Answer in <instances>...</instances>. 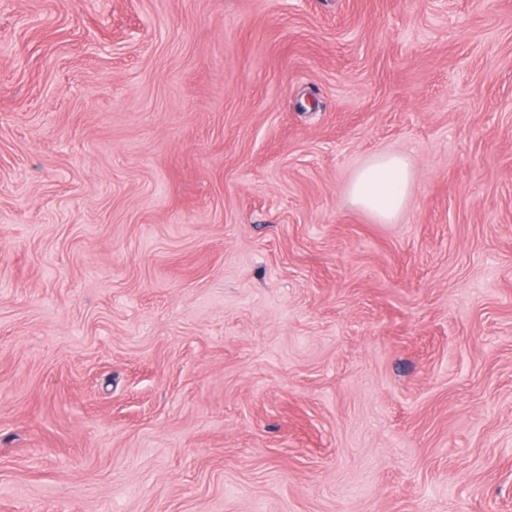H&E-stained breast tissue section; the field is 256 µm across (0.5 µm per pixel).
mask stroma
<instances>
[{"instance_id":"1","label":"stroma","mask_w":512,"mask_h":512,"mask_svg":"<svg viewBox=\"0 0 512 512\" xmlns=\"http://www.w3.org/2000/svg\"><path fill=\"white\" fill-rule=\"evenodd\" d=\"M0 512H512V0H0ZM410 181L411 172L403 157L376 156L353 177L348 199L377 219L390 221L404 205Z\"/></svg>"}]
</instances>
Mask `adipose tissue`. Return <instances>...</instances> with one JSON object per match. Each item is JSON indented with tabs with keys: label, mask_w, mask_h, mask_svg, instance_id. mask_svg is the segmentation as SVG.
<instances>
[{
	"label": "adipose tissue",
	"mask_w": 512,
	"mask_h": 512,
	"mask_svg": "<svg viewBox=\"0 0 512 512\" xmlns=\"http://www.w3.org/2000/svg\"><path fill=\"white\" fill-rule=\"evenodd\" d=\"M411 181L409 166L397 155L377 156L361 167L348 188L349 201L382 221L404 205Z\"/></svg>",
	"instance_id": "obj_1"
}]
</instances>
